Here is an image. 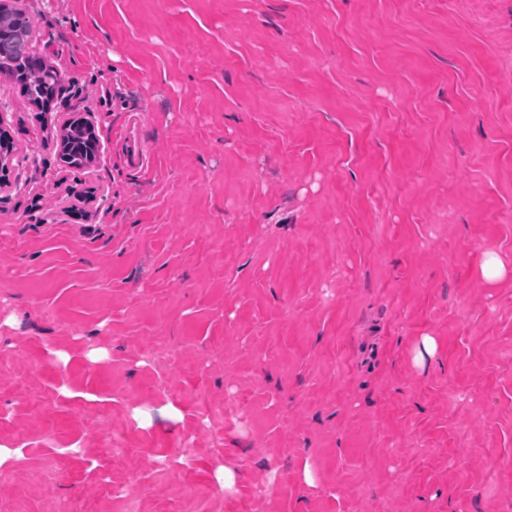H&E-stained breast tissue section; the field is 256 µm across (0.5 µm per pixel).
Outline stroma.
I'll list each match as a JSON object with an SVG mask.
<instances>
[{
	"mask_svg": "<svg viewBox=\"0 0 512 512\" xmlns=\"http://www.w3.org/2000/svg\"><path fill=\"white\" fill-rule=\"evenodd\" d=\"M14 3L0 512H512V0ZM6 2L0 4V73H8L29 102L44 106L61 87L62 75L34 57L32 20ZM140 123V115H134L126 125L122 144L127 164L140 170H146L151 165V156L137 135ZM92 128L93 125L88 122ZM87 121L77 118L65 123L60 142V157L68 167L80 169L90 163L97 152V139Z\"/></svg>",
	"mask_w": 512,
	"mask_h": 512,
	"instance_id": "stroma-1",
	"label": "stroma"
}]
</instances>
